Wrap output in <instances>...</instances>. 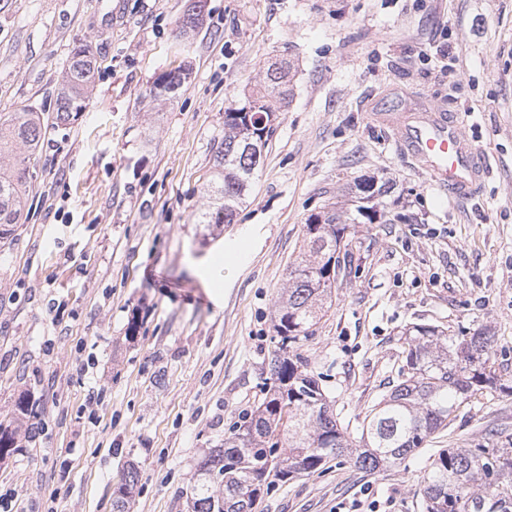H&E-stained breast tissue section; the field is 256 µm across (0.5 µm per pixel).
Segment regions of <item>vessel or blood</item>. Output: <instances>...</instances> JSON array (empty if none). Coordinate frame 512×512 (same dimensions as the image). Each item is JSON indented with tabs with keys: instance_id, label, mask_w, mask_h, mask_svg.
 Returning a JSON list of instances; mask_svg holds the SVG:
<instances>
[{
	"instance_id": "obj_1",
	"label": "vessel or blood",
	"mask_w": 512,
	"mask_h": 512,
	"mask_svg": "<svg viewBox=\"0 0 512 512\" xmlns=\"http://www.w3.org/2000/svg\"><path fill=\"white\" fill-rule=\"evenodd\" d=\"M388 124L402 153L420 163L431 184L456 199L475 198L488 171L486 154L438 112H399Z\"/></svg>"
}]
</instances>
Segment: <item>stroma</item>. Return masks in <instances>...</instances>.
<instances>
[{
	"label": "stroma",
	"instance_id": "stroma-1",
	"mask_svg": "<svg viewBox=\"0 0 512 512\" xmlns=\"http://www.w3.org/2000/svg\"><path fill=\"white\" fill-rule=\"evenodd\" d=\"M0 0V115L50 124L29 162L25 219L0 239V457L10 512H187L199 462L262 397L274 316L308 217L355 180L390 184L351 225L333 305L299 351L344 431L390 393L413 326L491 328L512 385V0ZM91 46L86 108L55 125L67 59ZM293 65L264 163L234 223L200 224L224 113ZM186 64L169 101L153 82ZM446 112L489 157L452 202L369 113ZM28 412L18 415V400ZM512 432V397L465 401L448 428L374 472L332 459L276 483L261 512H423L443 448ZM138 477L137 471L130 468V470H127L124 474L121 483L113 490L112 507L116 509L115 512L125 511V504L133 493L134 488L137 486Z\"/></svg>",
	"mask_w": 512,
	"mask_h": 512
}]
</instances>
